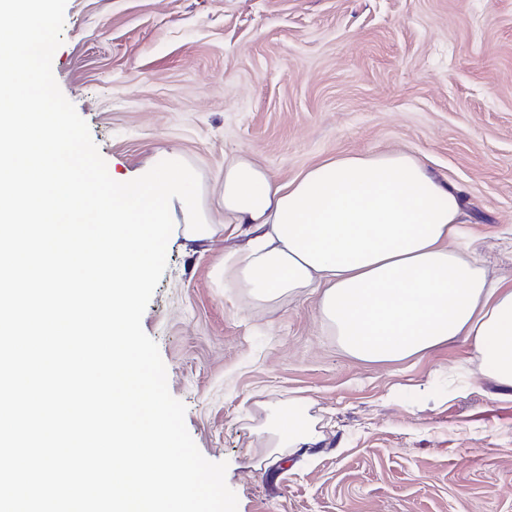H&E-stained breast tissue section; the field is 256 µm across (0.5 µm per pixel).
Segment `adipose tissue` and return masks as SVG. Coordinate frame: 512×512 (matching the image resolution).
<instances>
[{
	"instance_id": "adipose-tissue-1",
	"label": "adipose tissue",
	"mask_w": 512,
	"mask_h": 512,
	"mask_svg": "<svg viewBox=\"0 0 512 512\" xmlns=\"http://www.w3.org/2000/svg\"><path fill=\"white\" fill-rule=\"evenodd\" d=\"M224 223L243 245L224 278L254 303L305 290L344 350L389 361L462 336L486 373L512 388V286L488 280L459 245L457 195L413 154L344 155L286 184L248 155L224 165ZM302 397L268 404L274 448L317 443Z\"/></svg>"
}]
</instances>
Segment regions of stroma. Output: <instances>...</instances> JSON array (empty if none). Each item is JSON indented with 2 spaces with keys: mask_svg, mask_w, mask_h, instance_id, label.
I'll return each mask as SVG.
<instances>
[{
  "mask_svg": "<svg viewBox=\"0 0 512 512\" xmlns=\"http://www.w3.org/2000/svg\"><path fill=\"white\" fill-rule=\"evenodd\" d=\"M52 60L109 175L177 156L213 236L172 200L142 317L237 512H512V393L464 337L400 360L343 351L318 298L258 308L224 285V161L277 182L404 151L457 191L489 278L512 285V0H67ZM312 404L317 446L277 453L265 402Z\"/></svg>",
  "mask_w": 512,
  "mask_h": 512,
  "instance_id": "obj_1",
  "label": "stroma"
}]
</instances>
